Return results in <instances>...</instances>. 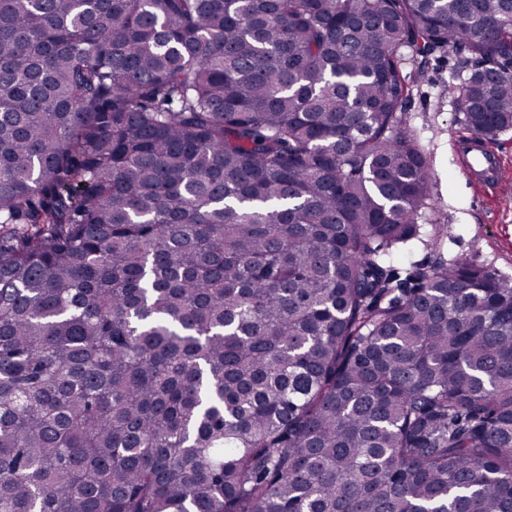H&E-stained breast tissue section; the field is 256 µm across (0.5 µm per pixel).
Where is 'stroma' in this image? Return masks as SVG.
Returning <instances> with one entry per match:
<instances>
[{
	"label": "stroma",
	"mask_w": 512,
	"mask_h": 512,
	"mask_svg": "<svg viewBox=\"0 0 512 512\" xmlns=\"http://www.w3.org/2000/svg\"><path fill=\"white\" fill-rule=\"evenodd\" d=\"M455 52L432 57L422 74L411 76L403 120L426 154L435 176L424 226L443 225L447 258H466L512 279V131L491 148L505 162L499 189L480 191L464 176L451 141L466 133L452 86L458 84Z\"/></svg>",
	"instance_id": "1"
}]
</instances>
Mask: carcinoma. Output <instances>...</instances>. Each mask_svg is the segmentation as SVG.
Returning a JSON list of instances; mask_svg holds the SVG:
<instances>
[{
  "label": "carcinoma",
  "mask_w": 512,
  "mask_h": 512,
  "mask_svg": "<svg viewBox=\"0 0 512 512\" xmlns=\"http://www.w3.org/2000/svg\"><path fill=\"white\" fill-rule=\"evenodd\" d=\"M512 130V0H0V512H512V282L414 261L402 65Z\"/></svg>",
  "instance_id": "obj_1"
}]
</instances>
